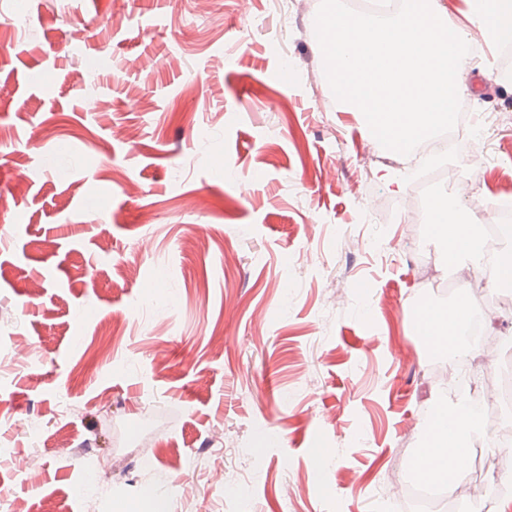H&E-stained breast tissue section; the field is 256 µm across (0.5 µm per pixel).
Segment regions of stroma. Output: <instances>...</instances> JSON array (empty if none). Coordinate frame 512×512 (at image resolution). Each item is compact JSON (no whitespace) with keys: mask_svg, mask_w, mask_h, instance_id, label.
Returning <instances> with one entry per match:
<instances>
[{"mask_svg":"<svg viewBox=\"0 0 512 512\" xmlns=\"http://www.w3.org/2000/svg\"><path fill=\"white\" fill-rule=\"evenodd\" d=\"M319 5L0 0V357L30 362L0 369V512H146L153 488L171 512H408L376 487L408 488L458 357L413 317L467 258L405 201L424 166L461 165L455 221L494 220L512 87L483 44L470 154L369 149L326 80ZM116 456L121 474L96 470Z\"/></svg>","mask_w":512,"mask_h":512,"instance_id":"stroma-1","label":"stroma"}]
</instances>
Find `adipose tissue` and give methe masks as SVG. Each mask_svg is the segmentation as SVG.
<instances>
[{"mask_svg": "<svg viewBox=\"0 0 512 512\" xmlns=\"http://www.w3.org/2000/svg\"><path fill=\"white\" fill-rule=\"evenodd\" d=\"M469 24L486 35L489 41H498L503 28H512V0H483L482 5L472 6ZM433 211L435 217L428 224L430 237L442 243L449 257L463 252L471 260H478L481 246L473 225L449 226L447 209L443 205L434 206ZM483 433L481 412L468 401L461 400L450 406L437 405L434 415L423 427L425 444L422 450L423 458L432 464L434 479L442 482L459 479V472L449 470L446 453L451 451L458 457H467L473 437Z\"/></svg>", "mask_w": 512, "mask_h": 512, "instance_id": "obj_1", "label": "adipose tissue"}]
</instances>
